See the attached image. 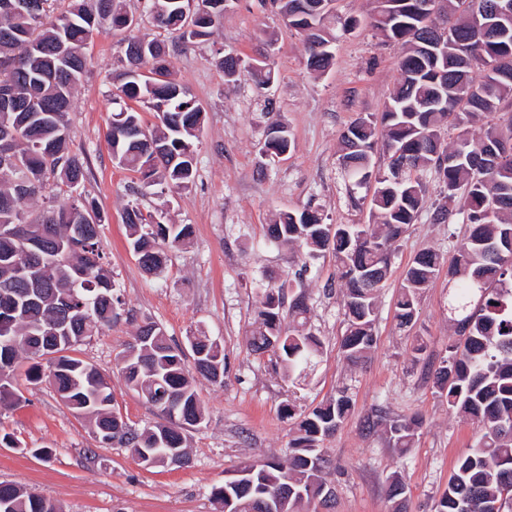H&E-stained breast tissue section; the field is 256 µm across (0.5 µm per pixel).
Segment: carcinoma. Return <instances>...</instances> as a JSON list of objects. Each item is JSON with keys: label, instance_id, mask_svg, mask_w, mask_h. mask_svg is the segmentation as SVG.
Wrapping results in <instances>:
<instances>
[{"label": "carcinoma", "instance_id": "obj_1", "mask_svg": "<svg viewBox=\"0 0 512 512\" xmlns=\"http://www.w3.org/2000/svg\"><path fill=\"white\" fill-rule=\"evenodd\" d=\"M0 0V87L15 95V107L0 110V403L19 399V359H45L48 379L60 400L89 420L101 448H128L146 468L188 464L186 431L201 425L206 409L193 385V374L224 382V346L199 332L181 346L165 329L149 321L118 358L126 384L159 411L160 420L143 429L117 422L114 395L105 376L93 365L69 355L92 336L112 329L119 320L117 294L99 240L105 217L85 196L72 189L87 176L86 158L71 147L68 112L72 92L87 66L86 45L104 25L126 26L123 0H70L66 12L48 19L51 0ZM155 26L176 35L183 44L202 40L224 20V0H147ZM273 0L288 23L304 33L307 66L325 71L332 63L322 25L332 0ZM374 10V26L407 46L399 63L400 80L385 103L381 120L359 117L342 136L341 169L355 188L371 187L367 224H329L311 206L278 214L268 227L270 240L296 244L314 257L330 250L338 280L346 288L342 348L357 365L373 348L376 293L391 265L395 243L424 207L421 176L434 174L445 202L431 213L434 224H467L468 236L453 244L448 265V319L457 341L434 373V386L448 408L468 416L482 434L474 448L461 455L436 504V512H459L468 501L473 512L500 503L498 512H512V141L488 121L475 135L469 124L502 111L512 103V16L486 8L492 0H447L442 17L431 19L415 10L417 0H386ZM492 26L495 40L480 36ZM120 91L128 100L146 102L157 123L145 124L139 112L122 107L112 113L107 139L118 164L138 176L135 194L142 197L183 190L193 185L196 143L203 112L180 84L170 79L166 44L146 36L131 37L120 57ZM225 81L249 74L262 85L274 79L271 68L256 70L238 57L216 59ZM149 69L150 75L140 74ZM483 72L481 80L474 70ZM448 83V108L428 104ZM457 134L447 141L448 129ZM263 147L269 159L291 147L286 138H270ZM382 150L388 163L377 168L373 154ZM41 199L37 216L23 203ZM129 246L148 273L164 269L168 251L189 243V224H165L138 206L124 213ZM443 256L434 250L417 254L399 288V326L413 324L417 299L439 275ZM252 352L276 356L284 375L296 380L312 374L320 363L321 341L308 328L310 307L305 294L286 295L287 283L273 278L258 285ZM290 321L283 324V311ZM352 400L340 394L297 416L288 460L245 461L249 472L234 484L213 488L215 501L231 495L240 512H260L255 497L261 489L280 496L277 512L333 509L336 495L325 498L326 459L321 442L348 418ZM392 447H412L420 421L416 417L381 419ZM392 512H408L405 484L398 476L387 486ZM0 512H61L55 502L14 484L0 482Z\"/></svg>", "mask_w": 512, "mask_h": 512}]
</instances>
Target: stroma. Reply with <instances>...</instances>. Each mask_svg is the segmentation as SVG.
<instances>
[{
	"label": "stroma",
	"mask_w": 512,
	"mask_h": 512,
	"mask_svg": "<svg viewBox=\"0 0 512 512\" xmlns=\"http://www.w3.org/2000/svg\"><path fill=\"white\" fill-rule=\"evenodd\" d=\"M373 7V0H333L324 23L335 37L334 60L323 72L308 68L303 36L262 0H233L208 41L171 51L172 79L204 113L197 175L189 189L142 198L130 192L136 175L116 164L106 138L109 117L123 104L120 35L108 27L95 35L68 119L72 146L88 160L81 191L106 217L100 241L123 305L120 321L79 345L75 355L110 378L119 408L140 429L157 421V411L126 386L116 359L138 324L156 322L181 343L199 331L219 339L227 372L220 385L195 380L207 416L187 433L189 464L151 470L128 449L97 448L91 424L48 381L21 382L20 400L0 405V435L18 442L14 448L0 445V482L50 498L62 512H221L212 490L242 460L287 458L293 422L284 406L306 411L346 386L353 411L323 444L329 460L324 478L336 490L334 512H392L386 488L395 475L407 486L409 512H434L457 458L479 436L476 424L449 410L427 376L456 338L444 308L447 273L422 293L413 326L399 328L395 303L413 257L431 248L452 259L451 241L465 238L468 225L431 222L443 193L432 174H423L425 205L395 244L379 291L376 344L359 366L343 358V291L326 286L336 276L331 252L309 260L297 247L267 239L279 212L309 205L332 224L369 220L367 192L350 188L338 148L352 121L381 114L400 77L403 49L372 27ZM227 53L246 63L266 58L274 81L261 87L246 75L225 82L214 60ZM273 122L287 126L292 146L288 155L270 161L260 152ZM134 203L164 223L193 227L190 243L170 251L160 275L143 272L128 248L123 216ZM267 273L292 282L308 298V326L320 338L322 354L306 379L289 381L269 357L249 347L257 286ZM417 336L426 344L419 356L413 353ZM378 414L421 417L412 448L399 453L384 430H369L368 420ZM92 447L98 454L93 463L86 458ZM35 448L51 454L32 456Z\"/></svg>",
	"instance_id": "obj_1"
}]
</instances>
